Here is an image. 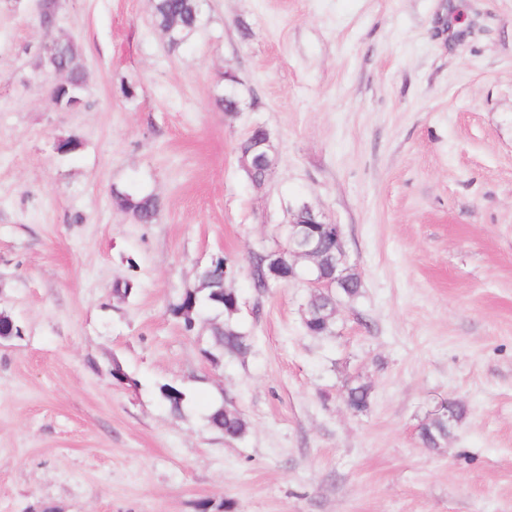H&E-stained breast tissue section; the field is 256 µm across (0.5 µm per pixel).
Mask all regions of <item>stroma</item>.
<instances>
[{
  "label": "stroma",
  "instance_id": "35a3bbf8",
  "mask_svg": "<svg viewBox=\"0 0 512 512\" xmlns=\"http://www.w3.org/2000/svg\"><path fill=\"white\" fill-rule=\"evenodd\" d=\"M152 4L60 0L86 74L64 112L36 0H0V312L23 327L0 343V512H512V0H201L176 47ZM256 126L277 158L260 187L237 150ZM116 188L157 195L156 222ZM301 203L362 282L326 336L305 283L248 275ZM224 258L252 347L215 366L218 313L188 333L168 307ZM221 400L243 439L208 428ZM443 402L464 416L422 447ZM270 251L272 250L255 252L248 258L249 276L252 287L259 292H266L269 288H274L277 284L287 281L280 280L275 282L268 278L266 258ZM158 393L160 399L165 403L172 415L182 416L189 399L184 390L171 384L164 383L159 385ZM370 387L360 382H350L346 386V405L355 413L365 412L370 405Z\"/></svg>",
  "mask_w": 512,
  "mask_h": 512
}]
</instances>
